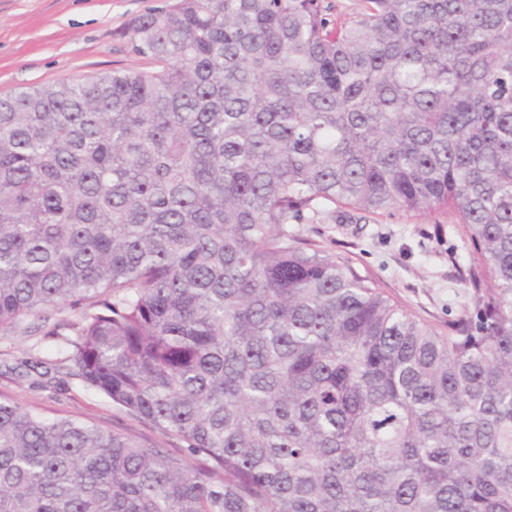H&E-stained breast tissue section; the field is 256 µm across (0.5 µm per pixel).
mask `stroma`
Segmentation results:
<instances>
[{
  "label": "stroma",
  "instance_id": "1",
  "mask_svg": "<svg viewBox=\"0 0 512 512\" xmlns=\"http://www.w3.org/2000/svg\"><path fill=\"white\" fill-rule=\"evenodd\" d=\"M174 0H0V96L22 86L83 78L112 69L150 70L124 31L131 19ZM301 239L348 258L377 279L405 309L443 330L468 306L470 263L458 225L395 212L358 224H299ZM60 338L17 332L0 336V395L47 416L63 415L123 432L138 421L66 371L22 375L21 361L60 357Z\"/></svg>",
  "mask_w": 512,
  "mask_h": 512
}]
</instances>
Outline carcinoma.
<instances>
[{
  "label": "carcinoma",
  "instance_id": "obj_1",
  "mask_svg": "<svg viewBox=\"0 0 512 512\" xmlns=\"http://www.w3.org/2000/svg\"><path fill=\"white\" fill-rule=\"evenodd\" d=\"M176 0L151 71L0 97V335L160 442L0 396V512H512V0ZM447 217L446 330L294 224Z\"/></svg>",
  "mask_w": 512,
  "mask_h": 512
}]
</instances>
